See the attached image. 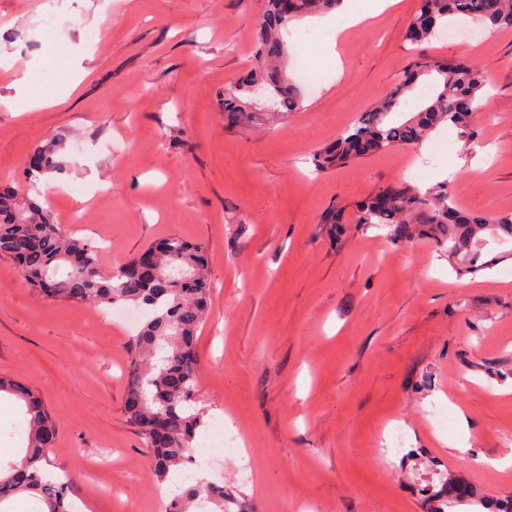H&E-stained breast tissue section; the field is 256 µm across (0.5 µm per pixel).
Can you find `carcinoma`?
I'll return each instance as SVG.
<instances>
[{"instance_id":"1","label":"carcinoma","mask_w":512,"mask_h":512,"mask_svg":"<svg viewBox=\"0 0 512 512\" xmlns=\"http://www.w3.org/2000/svg\"><path fill=\"white\" fill-rule=\"evenodd\" d=\"M338 0H268L256 27V50L251 75L224 93V112L232 125H243L258 109L262 94L277 109L292 112L302 105L300 90L282 71L287 56L281 30L307 14L333 8ZM458 16L492 28L512 29V0H419L405 31V40L416 46L415 60L403 82L390 90L371 110L336 140L316 150L312 162L325 172L363 157L405 145L417 144L442 124L454 126L464 138L475 135L476 113L472 103L482 93L485 78L471 63L440 60L428 69L425 51L448 18ZM423 77L437 83L420 110L400 119L403 97ZM58 169L55 144L34 148L25 179L34 187ZM385 203L375 195L357 205L354 223L389 229L398 245L430 238L448 252L458 271L488 269L490 242L512 239V212L495 216L462 212L445 183L422 190L401 183L384 191ZM0 253L18 265L22 282L52 300L109 308L117 304L142 309L144 321L133 338L125 413L142 434L157 480L177 471L190 459L197 430L205 412L196 408L198 391L197 332L207 321L211 288L204 274L203 246L170 236L147 249L150 266L135 256L115 270L105 272L100 249L57 224L50 210L24 202L18 192L0 190ZM64 273H59L60 268ZM21 403L26 428L25 445L0 461V512L21 495L40 502L41 512H71L65 489L48 469V449L56 437L51 412L34 390L0 377V394ZM210 512H227L236 498L224 486L204 478L165 505V512H194L201 503Z\"/></svg>"}]
</instances>
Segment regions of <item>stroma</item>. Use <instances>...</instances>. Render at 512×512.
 Returning a JSON list of instances; mask_svg holds the SVG:
<instances>
[{
  "instance_id": "35a3bbf8",
  "label": "stroma",
  "mask_w": 512,
  "mask_h": 512,
  "mask_svg": "<svg viewBox=\"0 0 512 512\" xmlns=\"http://www.w3.org/2000/svg\"><path fill=\"white\" fill-rule=\"evenodd\" d=\"M418 0L342 28L308 16L282 32L290 58L326 64L298 79L300 110L224 116L247 72L265 0H0V186L19 187L35 145L59 171L34 200L100 248L105 269L177 235L206 249L209 318L198 331V406L223 418L236 456L190 470L249 512H500L512 469V240L506 260L458 276L433 241L395 246L355 225L359 202L408 182L452 185L457 204L512 212V30L439 34L430 57L476 64L491 122L473 138L442 125L424 142L325 173L313 152L404 76ZM53 19L47 35L43 20ZM99 31L87 42L86 29ZM59 97L22 111L26 94ZM343 209L341 240L324 216ZM134 336L114 309L51 301L0 256V375L31 386L58 433L51 470L80 512L166 499L124 411ZM480 453L463 461L458 442ZM112 450L111 469L98 468ZM468 486L453 503L443 482Z\"/></svg>"
}]
</instances>
